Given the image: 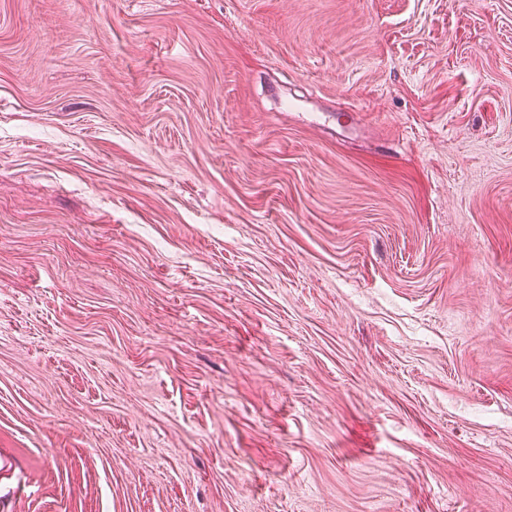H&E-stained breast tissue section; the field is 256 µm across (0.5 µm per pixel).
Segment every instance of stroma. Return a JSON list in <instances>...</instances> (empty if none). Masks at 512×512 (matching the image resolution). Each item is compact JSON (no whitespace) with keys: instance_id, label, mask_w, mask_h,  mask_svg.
<instances>
[{"instance_id":"1","label":"stroma","mask_w":512,"mask_h":512,"mask_svg":"<svg viewBox=\"0 0 512 512\" xmlns=\"http://www.w3.org/2000/svg\"><path fill=\"white\" fill-rule=\"evenodd\" d=\"M0 512H512V0H0Z\"/></svg>"}]
</instances>
